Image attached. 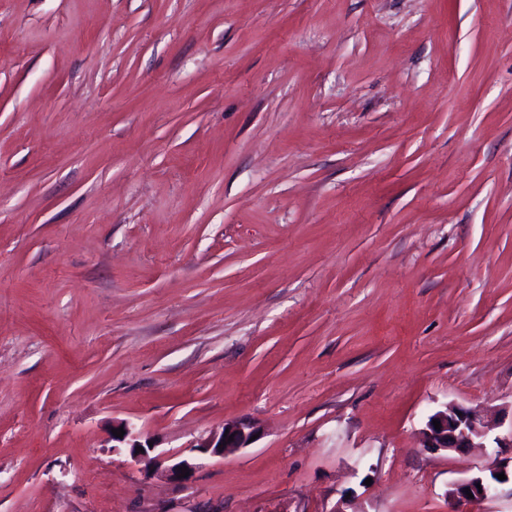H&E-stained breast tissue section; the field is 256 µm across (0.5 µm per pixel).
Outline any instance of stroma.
Returning a JSON list of instances; mask_svg holds the SVG:
<instances>
[{
	"instance_id": "35a3bbf8",
	"label": "stroma",
	"mask_w": 512,
	"mask_h": 512,
	"mask_svg": "<svg viewBox=\"0 0 512 512\" xmlns=\"http://www.w3.org/2000/svg\"><path fill=\"white\" fill-rule=\"evenodd\" d=\"M448 405L512 420V0H0V512H512ZM433 420H439L440 430ZM488 426L475 410L454 408L432 414L421 429L423 447L436 452L462 451L467 448H484ZM120 427H123L125 434L123 438H119L112 433V449L114 451L119 450V448H128L129 454L134 461H139L142 458L149 457L151 453H155L157 446L153 443L152 446H149V442H151L149 438L142 440L140 432L127 423L119 425L116 429ZM136 447H142L144 453H141V451L136 453ZM226 429H229L227 437H224ZM257 429L248 422H227L224 423L220 432H213L205 439H201L189 448L194 449L201 454H210L214 457L224 458L230 454H234L241 448H246L252 443L250 438L256 435ZM229 436H233V441H228ZM226 441V445H223ZM221 445V448H218ZM152 461L156 466V471L168 482L184 486L188 484L195 472L198 470L199 463L197 462V457L189 456V457H178L177 455H169L166 452H158L153 457H151ZM187 467L189 471V476L178 478V475H181V468ZM488 473L482 472L471 476L470 478L451 485L448 490V498L454 501L481 502L490 498L497 490L499 484H503L511 480L512 484V465L510 473L507 471L506 464L497 465L494 468H488ZM504 473L505 480H499L495 474ZM477 483L482 487V493H479ZM465 488H469L468 492L473 494V498H468Z\"/></svg>"
}]
</instances>
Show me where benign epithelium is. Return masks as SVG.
Listing matches in <instances>:
<instances>
[{"mask_svg": "<svg viewBox=\"0 0 512 512\" xmlns=\"http://www.w3.org/2000/svg\"><path fill=\"white\" fill-rule=\"evenodd\" d=\"M441 423L440 429H435L433 421ZM123 437H112V450L126 448L131 458L139 461L148 456L156 466V471L168 482L184 486L192 480L199 468L197 457H178L165 452L156 451V446L149 445L150 439L142 438L140 432L129 424H123ZM229 430L233 440L224 437V430ZM257 429L248 422H226L223 430L213 432L205 439L194 444L197 452L224 458L251 444L250 438L256 435ZM423 447L436 452L462 451L467 448H483L488 437V426L475 410L463 408H446L432 414L424 428L421 429ZM141 447L144 452H136ZM187 468L189 476L180 477L181 469ZM503 473L506 480L512 481V472L507 471L504 464L471 476L470 478L451 485L448 498L454 501L481 502L490 498L497 490L501 480L497 475ZM471 492L473 498H468L466 492Z\"/></svg>", "mask_w": 512, "mask_h": 512, "instance_id": "1", "label": "benign epithelium"}]
</instances>
